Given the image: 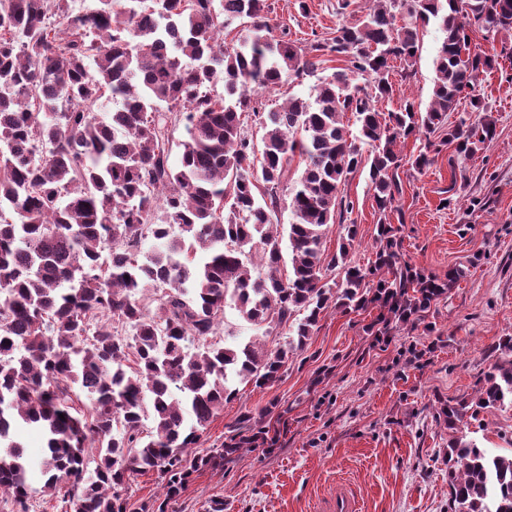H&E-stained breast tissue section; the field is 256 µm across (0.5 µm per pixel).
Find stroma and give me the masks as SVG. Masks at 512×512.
I'll return each instance as SVG.
<instances>
[{
    "mask_svg": "<svg viewBox=\"0 0 512 512\" xmlns=\"http://www.w3.org/2000/svg\"><path fill=\"white\" fill-rule=\"evenodd\" d=\"M268 2L274 22L301 44L330 37L345 17L359 19L368 8L366 0L347 7L342 0ZM468 34L471 52L497 58L476 88L496 121L494 141L453 166L443 153L423 172L399 170L403 260L436 274L452 267L465 272L428 310L433 332L404 327L374 336L366 331L367 315L327 310L280 380L262 388L239 384L237 398L198 442L221 447L241 415L259 414L274 401L282 413L276 445L243 449L169 502L155 474L139 476L127 491L130 512L161 504L166 512H210L219 501L224 512H316L341 479L365 512H450L448 431L436 423V408L451 397L473 396L500 358V338L512 336V40L491 44L477 29ZM443 38L429 24L411 78L393 62L394 105L426 106ZM452 183L456 199L441 207ZM342 192L358 227L350 260L365 267L375 258L379 219L367 169L349 175ZM463 432L490 452L511 456L512 406L480 413Z\"/></svg>",
    "mask_w": 512,
    "mask_h": 512,
    "instance_id": "stroma-1",
    "label": "stroma"
}]
</instances>
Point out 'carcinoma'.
<instances>
[{
	"instance_id": "obj_1",
	"label": "carcinoma",
	"mask_w": 512,
	"mask_h": 512,
	"mask_svg": "<svg viewBox=\"0 0 512 512\" xmlns=\"http://www.w3.org/2000/svg\"><path fill=\"white\" fill-rule=\"evenodd\" d=\"M369 2L362 20L299 46L272 23L267 0H97L76 14L70 0H0V494L9 512H30L19 423L46 430L43 491L68 487L71 512H128L123 491L148 472L171 499L194 474L278 441L280 419L266 408L243 414L224 446L194 448L236 383L280 379L323 312L375 308L368 328L385 336L421 321L463 277L402 261L387 222L402 195L394 147L424 138L407 160L419 173L445 149L467 159L491 143L495 123L476 86L496 60L466 53L467 30L491 44L511 38L512 0ZM236 20L246 35L226 47ZM432 21L445 38L427 106L379 111L394 95L390 62L412 76ZM326 55L345 66L310 97L253 112L256 144L243 117L251 94L317 71ZM219 82L224 95L214 96ZM104 97L109 124L95 114ZM461 99L469 110L448 122ZM175 112L189 135L176 167ZM296 157L303 170L290 189ZM364 164L380 246L361 268L347 262L358 228L341 186ZM285 202L286 227L277 218ZM336 223L341 242L329 257L323 239ZM149 237L160 246L140 260ZM338 265L345 278L335 290L325 277ZM227 307L264 335L287 329L288 341L274 350L257 337L210 341ZM74 386L90 400L86 415L71 412ZM507 403L511 357L473 397L440 404L450 512H512V457L458 435L467 419Z\"/></svg>"
}]
</instances>
